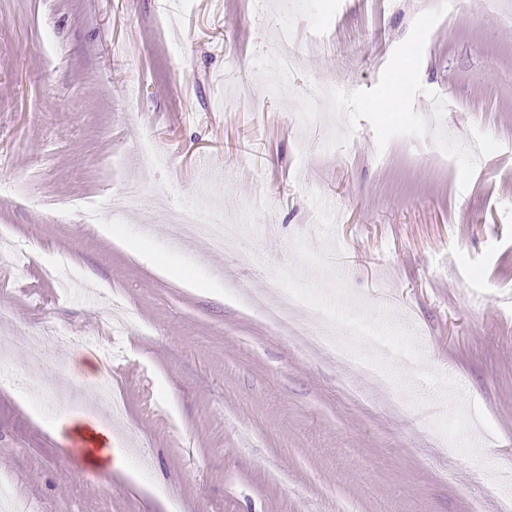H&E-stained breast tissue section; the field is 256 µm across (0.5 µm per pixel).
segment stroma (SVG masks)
<instances>
[{
	"label": "stroma",
	"mask_w": 512,
	"mask_h": 512,
	"mask_svg": "<svg viewBox=\"0 0 512 512\" xmlns=\"http://www.w3.org/2000/svg\"><path fill=\"white\" fill-rule=\"evenodd\" d=\"M499 16L500 0H0V481L19 512L512 501L488 472L512 465ZM278 30L299 58L285 76L266 63ZM130 184L145 208L85 223ZM64 199L82 210L53 211ZM182 205L230 219L236 251L174 238ZM285 280L405 351L362 341L381 379L345 370L312 327L245 304ZM116 299L128 327L102 319ZM39 329L68 337L41 363ZM103 349L118 414L83 370ZM77 410L117 451L93 476Z\"/></svg>",
	"instance_id": "1"
}]
</instances>
